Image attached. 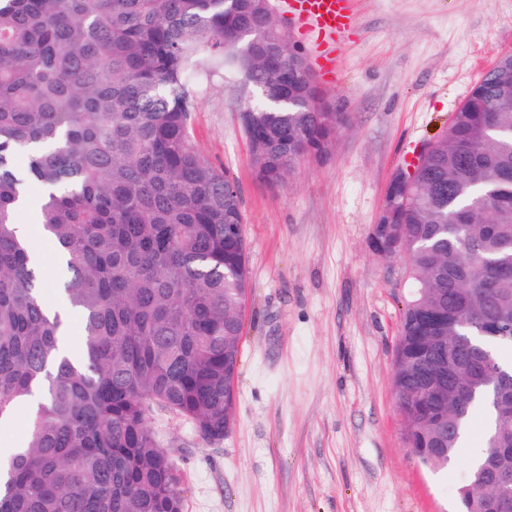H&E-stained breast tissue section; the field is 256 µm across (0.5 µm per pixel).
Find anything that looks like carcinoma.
Masks as SVG:
<instances>
[{
	"mask_svg": "<svg viewBox=\"0 0 512 512\" xmlns=\"http://www.w3.org/2000/svg\"><path fill=\"white\" fill-rule=\"evenodd\" d=\"M0 0V421L26 411L21 452L0 469V512H183L181 473L158 443V412L205 441L234 409L250 288L237 183L190 133L200 52L248 96L241 113L256 176L276 185L332 145L341 112L301 106L319 88L270 71L237 33L278 42L256 0ZM288 83L283 111L261 96ZM27 154L23 168L17 151ZM40 188L37 223L58 246L57 307L79 323L72 346L21 237L17 214ZM413 294L392 388L409 448L453 461L472 420L483 448L457 490L469 512L488 461L512 448L493 382L470 384L453 413L414 387L452 355L512 376V55L474 86L412 186L386 196ZM452 332L457 345L428 337Z\"/></svg>",
	"mask_w": 512,
	"mask_h": 512,
	"instance_id": "cac0c4a2",
	"label": "carcinoma"
}]
</instances>
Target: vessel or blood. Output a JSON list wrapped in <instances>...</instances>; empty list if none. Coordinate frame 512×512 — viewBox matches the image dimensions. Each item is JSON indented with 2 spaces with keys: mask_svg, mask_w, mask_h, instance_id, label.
<instances>
[{
  "mask_svg": "<svg viewBox=\"0 0 512 512\" xmlns=\"http://www.w3.org/2000/svg\"><path fill=\"white\" fill-rule=\"evenodd\" d=\"M302 33L328 41L344 32L352 21L350 0H288Z\"/></svg>",
  "mask_w": 512,
  "mask_h": 512,
  "instance_id": "1",
  "label": "vessel or blood"
}]
</instances>
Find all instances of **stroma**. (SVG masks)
I'll return each mask as SVG.
<instances>
[{
    "label": "stroma",
    "instance_id": "1",
    "mask_svg": "<svg viewBox=\"0 0 512 512\" xmlns=\"http://www.w3.org/2000/svg\"><path fill=\"white\" fill-rule=\"evenodd\" d=\"M355 9L324 47L276 11L326 100L350 117L326 155L278 186L255 176L238 85L219 68L194 83V143L242 193L251 288L229 433L210 443L174 416L159 423L184 512H456L482 446L477 419L448 469L407 448L392 373L410 282L403 256L377 252L370 234L395 172L512 53V0ZM325 49L336 59L329 74L317 63Z\"/></svg>",
    "mask_w": 512,
    "mask_h": 512
}]
</instances>
